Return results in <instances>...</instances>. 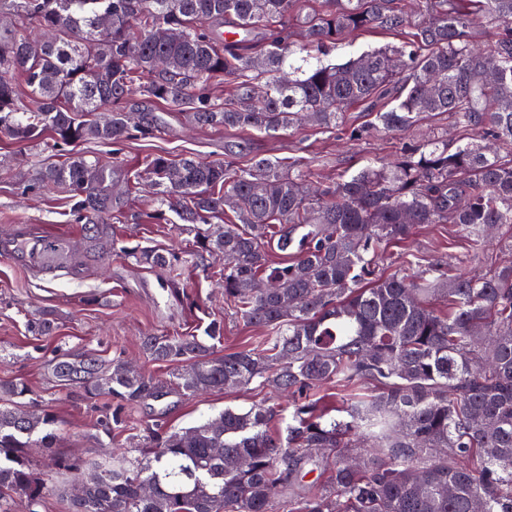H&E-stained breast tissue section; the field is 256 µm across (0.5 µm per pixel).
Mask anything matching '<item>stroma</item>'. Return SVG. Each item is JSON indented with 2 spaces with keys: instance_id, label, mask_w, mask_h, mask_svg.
Segmentation results:
<instances>
[{
  "instance_id": "35a3bbf8",
  "label": "stroma",
  "mask_w": 512,
  "mask_h": 512,
  "mask_svg": "<svg viewBox=\"0 0 512 512\" xmlns=\"http://www.w3.org/2000/svg\"><path fill=\"white\" fill-rule=\"evenodd\" d=\"M136 109L159 111L162 122L154 135L121 146L95 141L78 149L100 163L117 162L130 172L148 154L193 156L204 161L242 163L255 156L299 159L312 166L321 179L354 174L373 162L395 157L405 143L400 134L380 132L359 140L348 130L366 125L370 117L364 106L355 105L346 114V129L322 133L304 125L277 135L192 126L182 116L157 110L155 104L135 97ZM44 155L39 145L18 144L0 135V237L15 225L34 224L52 235L74 238L70 270L53 276L27 273L0 257V381H25L32 397L57 417L55 448L30 449L25 464L35 481L46 484L42 512H71L69 490L74 489L72 466L111 457L113 449L135 450L141 445L147 424L159 421L165 429L196 426L224 408L246 410L272 402L269 389L250 384L201 396L170 394L161 401H147L128 412L122 432L105 435L98 422L109 410L107 398L92 397L81 387L60 385L49 373L47 361L54 353L72 358L109 360L120 356L160 380H168L170 365L152 361L142 349L146 336L203 335L210 322L224 324V336L216 344L218 353L235 352L256 345L262 329L243 323L235 308L224 301L220 282L208 277L209 267L222 264V257L206 256L198 265L181 270L183 291H164L160 269L113 253L111 242L98 252L89 251L82 222L74 216L65 194L55 190L30 192L26 184ZM155 200L129 198L123 223L114 231L125 244L159 250L185 252L195 242L175 213L151 219ZM412 251L429 256L443 267L461 273H484L504 260L497 239H486L473 250L453 239L449 224H424L405 244L386 245L380 250V269L395 273L403 267V255ZM53 320L48 336L33 335L31 320Z\"/></svg>"
}]
</instances>
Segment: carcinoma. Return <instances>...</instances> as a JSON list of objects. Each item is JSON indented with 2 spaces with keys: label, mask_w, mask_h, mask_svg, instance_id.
Returning <instances> with one entry per match:
<instances>
[{
  "label": "carcinoma",
  "mask_w": 512,
  "mask_h": 512,
  "mask_svg": "<svg viewBox=\"0 0 512 512\" xmlns=\"http://www.w3.org/2000/svg\"><path fill=\"white\" fill-rule=\"evenodd\" d=\"M300 2L0 0V14L14 18L0 27V133L38 141L52 157L89 140L120 145L158 127L145 113L132 123L127 102L140 95L201 127L268 135L301 121L333 132L361 104L373 119L350 130L354 140L407 133L446 112L460 133L512 146V0H417V25L411 0H322L314 15ZM230 19L244 33L236 42L221 31ZM159 28L174 38L157 39ZM257 28L267 31L259 50L249 39ZM362 28L398 43L324 62ZM46 31L51 41L31 39ZM47 184L67 193L97 240L112 235L124 196L144 187L197 228V250L224 256V299L267 336L217 355L206 339H221L223 326L212 322L204 339L147 336L145 351L180 366L175 385L185 395L256 381L292 407L283 432L279 404L227 407L185 430L157 423L138 455L89 463L100 480L84 485L73 512H269L277 496L288 512H474L477 503L512 512V265L447 274L415 255L404 272L377 266L379 246L405 241L418 224H451L467 242L511 225V155L437 135L319 187L276 158L235 167L159 154L120 185L114 167L72 152L40 164L28 189ZM273 243L296 250L276 262ZM112 250L163 270L186 263L115 239ZM48 370L114 403L100 420L108 434L159 386L119 357L60 356ZM328 382L372 392L328 420L316 396ZM29 392L25 382H0V512H12L14 494L27 512L42 507L22 455L37 443L55 447V420L41 405L18 408ZM314 448L336 462L328 485L310 490L304 478L324 459ZM242 457L249 466H237Z\"/></svg>",
  "instance_id": "1"
}]
</instances>
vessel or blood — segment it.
Listing matches in <instances>:
<instances>
[{"label":"vessel or blood","mask_w":512,"mask_h":512,"mask_svg":"<svg viewBox=\"0 0 512 512\" xmlns=\"http://www.w3.org/2000/svg\"><path fill=\"white\" fill-rule=\"evenodd\" d=\"M0 256L29 272L50 274L56 272L58 265L69 264L70 242L44 232L35 234L22 226L12 236L0 239Z\"/></svg>","instance_id":"obj_1"}]
</instances>
